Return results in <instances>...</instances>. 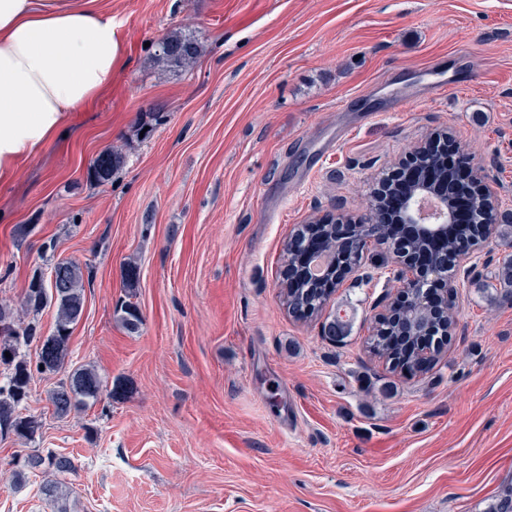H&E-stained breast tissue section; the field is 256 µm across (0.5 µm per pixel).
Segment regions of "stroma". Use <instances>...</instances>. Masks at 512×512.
<instances>
[{
    "label": "stroma",
    "instance_id": "obj_1",
    "mask_svg": "<svg viewBox=\"0 0 512 512\" xmlns=\"http://www.w3.org/2000/svg\"><path fill=\"white\" fill-rule=\"evenodd\" d=\"M100 4L122 68L0 181V303L77 261L68 365H94L112 392L59 418L57 376L35 378L22 412L36 436H0V512H55L44 475L10 479L35 449L72 460L76 512H486L512 479V299L483 289L512 246L458 272L453 334L414 376L364 347L399 286L384 248L331 297L339 340L326 316H291L281 284L295 228L365 218L378 182L442 128L512 212V0ZM175 31L204 45L179 74L152 62ZM113 148L124 167L89 184Z\"/></svg>",
    "mask_w": 512,
    "mask_h": 512
}]
</instances>
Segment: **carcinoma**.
<instances>
[{"label":"carcinoma","instance_id":"obj_1","mask_svg":"<svg viewBox=\"0 0 512 512\" xmlns=\"http://www.w3.org/2000/svg\"><path fill=\"white\" fill-rule=\"evenodd\" d=\"M202 55V45L198 38L180 32H172L156 44L154 62L166 71L182 72L192 68ZM124 155L117 150L101 153L88 171V180L100 185L112 180L123 167ZM301 235L308 238L318 235L326 238L331 253H336V242L332 227L328 224H305ZM55 280L45 278L44 273L35 272L21 301L32 319L25 322L16 319L14 309L0 304V365L5 366L6 375L0 385V434L13 433L20 437H32L40 423L32 416L21 412L27 401L36 376L65 371V378L54 388L50 402L54 412L64 417L73 411L95 403L103 393V381L92 365H80L66 369L68 347L72 326L80 319L85 300L84 277L81 268L69 261L57 262ZM495 278L499 284L496 297L512 298V259L505 262ZM330 289L318 282H298L285 290V300L292 315L302 318L322 312V304L327 300ZM55 309V331L52 335H40L37 316L46 308ZM119 320L129 329L135 330L140 324L138 307L128 301L120 305ZM404 326L400 322H381L367 338L369 353L386 359L392 368L407 373L417 371L416 349L421 342L419 336H403ZM40 344L36 363L25 357L23 349L30 344ZM10 356H5V353ZM73 470L72 461L62 455H43L35 450L16 461L12 472L14 482L24 483L28 474L49 473L55 479L43 484L42 492L57 504V512H69L67 504L69 492L56 476ZM488 512H512V482L498 487Z\"/></svg>","mask_w":512,"mask_h":512}]
</instances>
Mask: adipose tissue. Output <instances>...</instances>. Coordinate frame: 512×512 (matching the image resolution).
<instances>
[{
    "instance_id": "obj_1",
    "label": "adipose tissue",
    "mask_w": 512,
    "mask_h": 512,
    "mask_svg": "<svg viewBox=\"0 0 512 512\" xmlns=\"http://www.w3.org/2000/svg\"><path fill=\"white\" fill-rule=\"evenodd\" d=\"M96 0H0V179L66 113L111 91L118 43Z\"/></svg>"
}]
</instances>
